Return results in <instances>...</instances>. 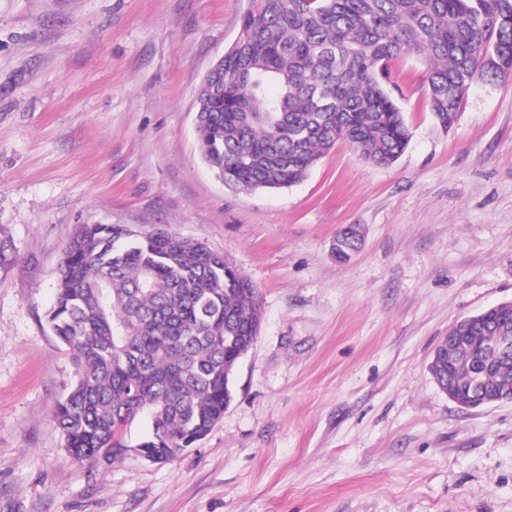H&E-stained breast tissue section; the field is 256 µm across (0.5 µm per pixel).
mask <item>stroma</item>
I'll list each match as a JSON object with an SVG mask.
<instances>
[{"instance_id":"35a3bbf8","label":"stroma","mask_w":512,"mask_h":512,"mask_svg":"<svg viewBox=\"0 0 512 512\" xmlns=\"http://www.w3.org/2000/svg\"><path fill=\"white\" fill-rule=\"evenodd\" d=\"M246 7L0 0V512H512V401L460 407L428 369L456 321L512 301V77L475 79L445 130L406 58L395 164L340 142L300 184L233 190L195 99ZM85 224L168 229L260 290L224 416L175 460L90 467L53 422L75 374L46 313Z\"/></svg>"}]
</instances>
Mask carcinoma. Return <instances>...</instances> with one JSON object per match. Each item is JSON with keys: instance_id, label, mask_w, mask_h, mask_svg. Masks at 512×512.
<instances>
[{"instance_id": "1", "label": "carcinoma", "mask_w": 512, "mask_h": 512, "mask_svg": "<svg viewBox=\"0 0 512 512\" xmlns=\"http://www.w3.org/2000/svg\"><path fill=\"white\" fill-rule=\"evenodd\" d=\"M498 57L484 67L486 53ZM427 66V97L443 129L457 120L478 76L512 75V0H251L224 53V91L200 94L201 156L224 185L271 191L300 182L338 142L375 166L403 155L410 130L393 95L392 66ZM276 84L279 94L266 95ZM341 258L357 249L339 234ZM260 290L233 262L200 243L159 231L137 236L85 224L58 270L48 323L71 352L75 382L54 415L69 455L93 464L135 447L165 462L192 447L224 416L229 343L259 333ZM512 336L500 306L457 322L449 387L469 400L466 367L486 357L496 333ZM484 386L512 401V355Z\"/></svg>"}]
</instances>
